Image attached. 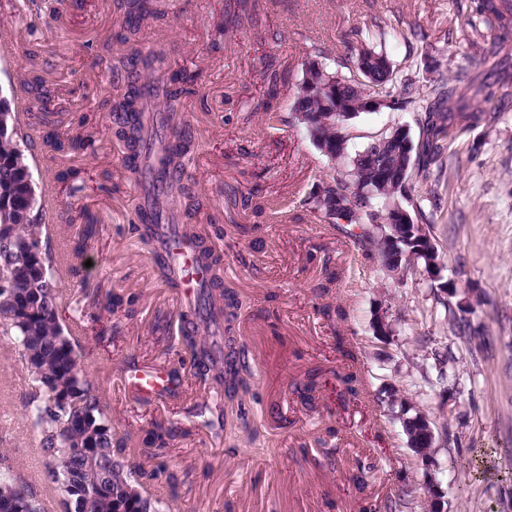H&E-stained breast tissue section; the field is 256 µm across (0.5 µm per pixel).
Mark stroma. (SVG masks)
Listing matches in <instances>:
<instances>
[{
    "instance_id": "stroma-1",
    "label": "stroma",
    "mask_w": 512,
    "mask_h": 512,
    "mask_svg": "<svg viewBox=\"0 0 512 512\" xmlns=\"http://www.w3.org/2000/svg\"><path fill=\"white\" fill-rule=\"evenodd\" d=\"M163 17L143 29L140 43L164 46L172 70L195 81L187 98L195 138L188 174L209 208L194 225L224 234V276L241 302L235 326L246 349L251 391L237 418H218L223 390L180 366V345L154 329L176 314L175 294L160 281L146 247L131 232L138 188L122 166L110 105L116 95L105 55L120 56L112 34L122 20L112 0H0V96L33 138H41V97L61 112L60 132L91 136V147L29 163L42 195L52 197L46 229L52 250L69 245L64 227L85 210L98 234L88 253L87 285L60 282L89 377L106 404L115 436L168 434L165 461L177 479L146 484L169 512H355L352 477L376 462L382 483L368 492L404 494L403 512H428V488L440 483L445 512H512V82L498 80L480 60L497 48L498 67L512 72V41L496 45L487 28L463 21L471 0H268L254 26L219 29L224 0H159ZM381 23L398 80L424 87L430 79L470 71L492 102L479 124L458 131L445 152L437 188L421 183L415 203L434 218L442 280L468 290L470 330L448 329V297L422 270L387 271L345 226L327 223L306 200L314 182L336 168L311 143L291 112L302 62L312 48L337 59L352 28ZM37 55L41 93L21 89L29 53ZM277 60L282 80L269 99L262 71ZM412 110L380 109L351 120V150L398 125ZM69 171L65 183L55 175ZM283 204L277 220L256 204ZM337 265L342 278L316 295L315 265ZM120 290L137 300L108 341L87 321L85 288ZM342 305L346 316L322 308ZM392 326L376 330L379 319ZM354 346L363 377L358 402L343 403L334 383L301 391L308 375L346 371L337 339ZM178 368L186 396L164 403L124 391L117 376L133 363ZM32 388L18 349L0 343V448L17 473L39 472L37 432L26 418ZM425 413L436 452L425 463L407 444L404 414Z\"/></svg>"
}]
</instances>
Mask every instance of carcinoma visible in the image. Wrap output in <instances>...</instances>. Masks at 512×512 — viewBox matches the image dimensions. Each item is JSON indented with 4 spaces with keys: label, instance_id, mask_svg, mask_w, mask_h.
<instances>
[{
    "label": "carcinoma",
    "instance_id": "carcinoma-1",
    "mask_svg": "<svg viewBox=\"0 0 512 512\" xmlns=\"http://www.w3.org/2000/svg\"><path fill=\"white\" fill-rule=\"evenodd\" d=\"M123 14V25L115 41L126 53L109 65L126 72L120 93L112 103V134L124 146L123 168L128 177L141 182L143 163L148 161L165 178L162 192L153 198L156 224H181L194 231L190 221L203 207V201L188 183L187 166L195 142L187 130L183 95L184 77L162 76L166 64L163 50L143 49L138 40L141 29L158 19L153 0H115ZM473 14L486 28L499 32V38L512 37V0H473ZM369 29H358L348 41L339 68L322 62V51L305 60L303 75L296 87L292 112L307 130L312 144L329 160L341 164L336 177L314 185L308 198L310 210L327 215L336 213L333 224L357 229L354 236L377 251L387 269L392 262L386 241L392 239L405 255L406 266H427L438 259V250L419 252L422 227L432 221L420 206L411 208L415 180L429 179L432 168L442 166L446 141L451 139L455 115L476 123L482 113L470 110V100L485 95V86L467 83L472 95L460 90L461 79L437 78L420 91L412 85L396 87L393 69L383 50L373 44ZM374 101L393 111L412 107L417 110L421 140L414 142L410 129L400 125L373 137L349 156V121L366 111ZM45 109L42 124L50 128L43 136L47 151L61 153L77 147L75 140H64L48 120ZM28 135L21 131L0 132V276L16 282L12 296L0 299V334L23 355L35 390L29 395L25 415L33 422L39 437L41 472L56 496L85 501V512H159L160 501L142 492L143 482L165 477L176 481L161 457L167 442L164 433L142 440L128 434L113 439L112 422L103 410L96 384L83 366L82 349L63 315L57 288L41 283L42 270L57 273L56 254L49 247L40 254L28 251V242L45 232L44 202L37 197L36 184L27 163ZM391 222L394 229L384 226ZM138 239L153 244L156 265L168 278L155 224H135ZM95 226L86 224L72 240L67 276L77 277ZM221 226L213 225V235L197 239L196 260L209 275L204 289L205 320L187 309L179 314L178 340L193 362L196 375L224 389L232 401L248 392L251 368L243 358L244 349H235L234 322L239 301L224 281L223 256L216 251L212 237H220ZM109 315L124 312L134 317L135 302L110 292L101 306ZM229 352H224V348ZM344 394L354 400L360 395L361 376L356 371L333 373ZM50 388L69 398L65 405L51 404L44 393ZM408 442L422 453L431 446L422 415L402 421ZM153 448L149 458L157 463L147 470L130 461ZM0 512H45V500L31 483L19 476H0Z\"/></svg>",
    "mask_w": 512,
    "mask_h": 512
}]
</instances>
